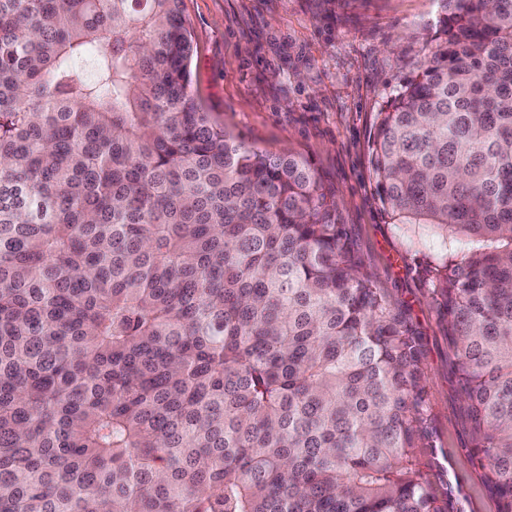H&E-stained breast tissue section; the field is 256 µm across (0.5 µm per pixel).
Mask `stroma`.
Returning <instances> with one entry per match:
<instances>
[{
    "label": "stroma",
    "instance_id": "35a3bbf8",
    "mask_svg": "<svg viewBox=\"0 0 512 512\" xmlns=\"http://www.w3.org/2000/svg\"><path fill=\"white\" fill-rule=\"evenodd\" d=\"M183 9L192 96L246 145L312 161L376 286L405 305L422 337L437 487L453 489L458 512H496L427 259L389 222L369 163L377 113L437 44L438 0H184Z\"/></svg>",
    "mask_w": 512,
    "mask_h": 512
}]
</instances>
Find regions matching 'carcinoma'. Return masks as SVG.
I'll return each instance as SVG.
<instances>
[{"instance_id":"carcinoma-1","label":"carcinoma","mask_w":512,"mask_h":512,"mask_svg":"<svg viewBox=\"0 0 512 512\" xmlns=\"http://www.w3.org/2000/svg\"><path fill=\"white\" fill-rule=\"evenodd\" d=\"M439 2L370 164L512 512V0ZM182 3L0 0V512H456L416 325L196 102Z\"/></svg>"}]
</instances>
